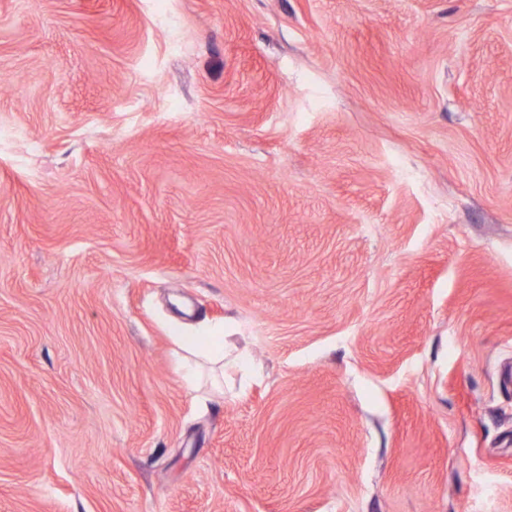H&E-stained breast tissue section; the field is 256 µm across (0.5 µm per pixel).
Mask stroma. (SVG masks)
Returning a JSON list of instances; mask_svg holds the SVG:
<instances>
[{
	"label": "stroma",
	"instance_id": "1",
	"mask_svg": "<svg viewBox=\"0 0 512 512\" xmlns=\"http://www.w3.org/2000/svg\"><path fill=\"white\" fill-rule=\"evenodd\" d=\"M0 512H512V0H0ZM207 336H179L178 345L188 353L205 356L213 365L206 374V382L220 392L224 391V340L220 336H210L213 345H204L202 340Z\"/></svg>",
	"mask_w": 512,
	"mask_h": 512
}]
</instances>
